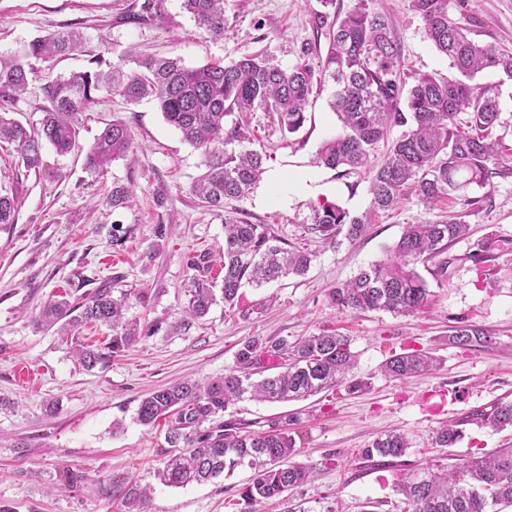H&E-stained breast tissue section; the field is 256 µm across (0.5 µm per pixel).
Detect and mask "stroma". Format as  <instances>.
<instances>
[{
    "label": "stroma",
    "instance_id": "obj_1",
    "mask_svg": "<svg viewBox=\"0 0 512 512\" xmlns=\"http://www.w3.org/2000/svg\"><path fill=\"white\" fill-rule=\"evenodd\" d=\"M401 47L408 77L450 71L447 57L426 39L407 0H377ZM321 0H226L230 18L224 37L198 30L180 0H0V54L18 52L30 39L76 23L85 52L56 64L67 74L86 66L90 53L110 48L139 55L178 57L185 65L229 63L263 50L293 65L316 36ZM452 11L472 18L476 40L512 51V0H454ZM329 91L315 93L307 121L288 136L270 135L268 113H235L266 155V175L240 200L213 211L190 191L202 173V152L183 141L152 101L127 104L101 92L81 114L79 147L61 156L44 149V166L28 172L12 151L0 150V192L16 195L15 223L0 224V512H122L123 488L134 482L151 488L147 512H236L235 501L250 478L246 469L204 484L163 485L156 477L166 458V423L144 426L136 412L155 389L183 379L199 383L223 377L236 366V353L254 337L274 340L308 336L330 328L352 339L358 355L353 378L368 389L344 388L291 403L243 400L225 420L247 422L249 431L268 420L296 414L297 462L316 466L314 479L270 501L267 512H405L393 490L400 473L363 467L361 451L380 433L399 430L412 443L409 462L464 457L471 446L487 451L512 448V429L496 432L467 426L465 439L450 449L433 447L431 435L498 398H512V174L495 178L489 199L466 218L468 233L448 249L447 278L434 276L433 263L418 265L429 289L422 311L396 316L384 311H340L329 300L358 269L383 259L404 225L436 221L429 209L408 197L394 209L373 210L366 173H343L317 164L322 143L340 124L330 110ZM120 120L134 142L127 155L95 177L83 156L104 123ZM279 182H271V175ZM130 184L132 207L112 211L105 197L113 180ZM164 202H157V191ZM330 200L365 218L356 239L323 241L310 229V206ZM239 210L255 224L292 245L314 252L305 276L244 288L242 312L225 317L223 303L194 320L186 313L196 275L190 262L224 242V213ZM120 225L125 239L112 242ZM169 228L164 241L156 225ZM495 246L486 260H473L483 240ZM110 286L130 293L128 317L150 327L122 356L90 370L76 362L70 344L42 331L37 318L56 295L80 297ZM145 302H138V293ZM271 305L251 307L264 297ZM483 326L495 345L463 351L448 343L459 322ZM418 349L439 357V366L405 381L383 375L393 354ZM76 482L67 485L66 474ZM111 494H103L104 486Z\"/></svg>",
    "mask_w": 512,
    "mask_h": 512
}]
</instances>
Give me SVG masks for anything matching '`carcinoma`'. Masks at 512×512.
Masks as SVG:
<instances>
[{"label": "carcinoma", "instance_id": "1", "mask_svg": "<svg viewBox=\"0 0 512 512\" xmlns=\"http://www.w3.org/2000/svg\"><path fill=\"white\" fill-rule=\"evenodd\" d=\"M451 0H409L422 22L427 39L445 55L457 76L423 74L410 90L400 49L387 14L358 3L330 24L318 20L316 31L326 39L327 50L319 69L303 57L292 67H282L266 52L247 54L228 65L210 63L188 68L173 57H133L128 51L114 63L106 49L88 60V67L67 75L45 74L43 92L47 105L35 125H24L8 116L10 106L24 93L36 74L31 60L54 64L79 51L84 34L73 25L29 41L19 54L0 55V144L13 147L27 171L43 167V149L49 145L61 155L74 150L79 137V115L99 92L106 90L130 105L146 98L157 101L166 122L182 138L202 151L204 172L193 182L191 193L211 209L221 210L224 201L246 196L264 172L263 154L250 148V130L226 117L234 112L262 110L275 114L273 132L293 134L307 118L314 85L331 84L330 106L341 122L342 133L324 142L318 163L336 169L368 168L372 205L386 211L407 193L431 207L449 198L460 210L448 218L405 225L386 260L361 269L345 285L329 293L333 305L351 311H387L409 315L422 309L428 298L426 281L416 265L445 254L468 231L465 217L489 197H473L470 191L490 186L493 179L512 172V154L491 136L500 118L499 88L474 82L476 74L495 69L512 80V53L470 37L472 23L454 17ZM225 0H181V7L207 35L224 36L228 19ZM130 60L135 68L125 69ZM470 114L467 128L455 117ZM394 127L406 131L392 143L381 164L368 166L370 155ZM129 127L107 123L85 153V169L101 174L132 147ZM236 144L239 150H228ZM134 190L112 182L108 197L112 210L131 206ZM16 197L0 193V224L16 220ZM311 231L327 240L341 232L354 239L365 224L333 202L311 205ZM210 255L201 253L193 266L201 272L194 279L188 314L204 317L214 304L215 285L207 278ZM313 261L306 248L287 246L265 224H251L235 215H224V279L220 292L224 307L237 312L241 289L260 288L291 275L305 274ZM127 295H113L97 288L82 299L47 302L39 324L46 331L67 336L83 325H106L112 336L100 344L79 342L73 354L86 369L107 363L143 336L140 323L126 317ZM495 343L484 327L462 322L448 330V344L465 350ZM281 360L280 371L266 374L262 360ZM356 353L349 337L323 331L290 343L252 338L236 354V368L207 384L182 381L157 389L137 409L143 425L164 419L169 423L167 442L175 449L158 473L166 486L230 476L249 468L252 477L241 491L239 512H256V506L313 477V467L293 461L297 446L288 423L270 420L259 432L243 430L236 421H219L230 406L249 398L271 403L306 400L347 383L351 394L368 387L363 380H348L355 368ZM438 358L419 350L390 356L382 372L404 380L429 371ZM465 425L504 430L512 428V400L504 397L471 412L466 420H450L434 432L432 444L452 448L465 435ZM411 443L404 433L381 434L362 450L364 467H401L397 494L404 497L408 512H502L512 507V448L486 453L472 448L460 462L435 461L412 466L405 460ZM149 492L137 484L126 486L128 512H146Z\"/></svg>", "mask_w": 512, "mask_h": 512}]
</instances>
